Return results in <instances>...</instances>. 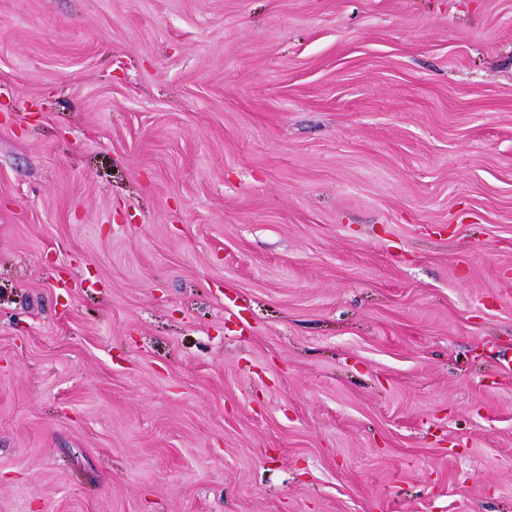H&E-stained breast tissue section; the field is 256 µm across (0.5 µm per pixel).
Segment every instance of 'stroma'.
Masks as SVG:
<instances>
[{
	"instance_id": "stroma-1",
	"label": "stroma",
	"mask_w": 512,
	"mask_h": 512,
	"mask_svg": "<svg viewBox=\"0 0 512 512\" xmlns=\"http://www.w3.org/2000/svg\"><path fill=\"white\" fill-rule=\"evenodd\" d=\"M0 512H512V0H0Z\"/></svg>"
}]
</instances>
